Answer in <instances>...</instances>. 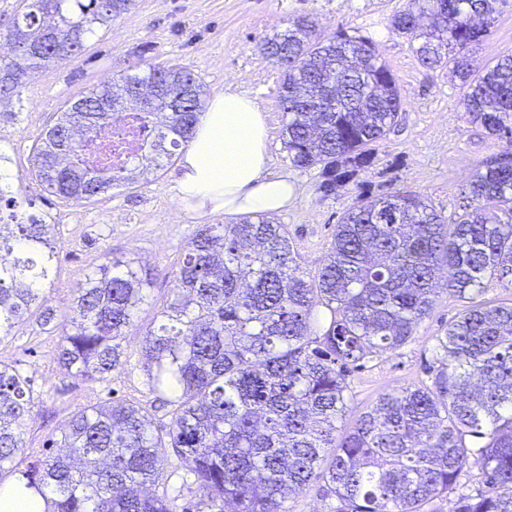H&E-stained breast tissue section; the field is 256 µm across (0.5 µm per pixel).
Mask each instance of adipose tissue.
Returning <instances> with one entry per match:
<instances>
[{"instance_id": "1", "label": "adipose tissue", "mask_w": 512, "mask_h": 512, "mask_svg": "<svg viewBox=\"0 0 512 512\" xmlns=\"http://www.w3.org/2000/svg\"><path fill=\"white\" fill-rule=\"evenodd\" d=\"M269 126L255 97L226 89L212 96L183 151L172 187L179 207L199 218L272 216L292 204L294 180L273 171Z\"/></svg>"}]
</instances>
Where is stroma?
<instances>
[{
	"mask_svg": "<svg viewBox=\"0 0 512 512\" xmlns=\"http://www.w3.org/2000/svg\"><path fill=\"white\" fill-rule=\"evenodd\" d=\"M408 0H135L132 8L100 28L74 58L47 71L23 77L21 94L0 110V154L9 173H23L14 189L31 198L34 213L50 214L61 244L45 305L53 312L44 324L32 312L0 341V361L19 367L32 380L34 404L25 421L22 464L44 458L60 440L70 418L84 407L108 402L143 406L154 425L167 429L170 416L160 408L140 367L141 334L174 295L187 245L201 227L200 219L183 212L170 188L177 173L169 161L148 182L120 183L90 203H66L38 185L32 159L39 136L56 121L65 102L94 85L112 80L142 63L188 68L207 95L235 86L255 96L268 114L269 152L274 170L289 173L297 197L274 221L288 227L301 266L315 275L328 253L336 226L361 195L378 196L408 189L427 198L446 221L462 212L473 174L503 152L504 139L488 135L463 111L464 89L449 69L423 67L410 38L392 33L391 18ZM305 17L316 38L338 32L373 37L388 63L402 97V125L377 143L371 166L358 171L345 188L324 195L319 168L302 171L288 161L278 104L279 69L261 52L262 38ZM512 54V2L496 14L490 33L471 56L484 63ZM135 253L158 277L138 311L124 345L126 363L109 382L78 381L55 361L60 322L78 284L107 256ZM453 293H442L430 316L401 348L382 353L366 367L347 373L348 419H355L385 392L425 381L426 362L436 336L463 310ZM147 494L165 498L172 512L201 501L203 493L175 455Z\"/></svg>",
	"mask_w": 512,
	"mask_h": 512,
	"instance_id": "1",
	"label": "stroma"
}]
</instances>
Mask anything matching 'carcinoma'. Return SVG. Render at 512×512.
I'll use <instances>...</instances> for the list:
<instances>
[{
	"label": "carcinoma",
	"mask_w": 512,
	"mask_h": 512,
	"mask_svg": "<svg viewBox=\"0 0 512 512\" xmlns=\"http://www.w3.org/2000/svg\"><path fill=\"white\" fill-rule=\"evenodd\" d=\"M134 0H28L9 41L57 40L32 59L0 58V101L21 75L77 55L96 30ZM507 0H408L391 19L420 39L427 68L448 67L466 88L464 111L512 146V55L477 64L471 47ZM297 19L261 50L281 70L279 99L290 164L320 167L330 194L371 164L373 145L399 126L400 89L378 49L339 32L323 43ZM205 90L181 66L148 64L81 93L44 131L37 182L61 200L89 202L131 180L87 166L92 137L136 111L152 132L135 162L147 180L188 147ZM463 213L449 224L409 190L359 199L336 225L330 251L308 277L282 224L245 217L204 224L177 274L178 291L141 340L149 391L171 407L168 431L133 403L76 413L56 453L24 469L31 379L0 362V474L19 472L27 489L52 495L51 512H170L137 493L162 477L167 453L205 491L207 512H287L313 481L336 497V512H422L480 470L483 489L454 512H512V303L479 299L484 280L512 278V157L499 154L469 184ZM0 184V341L32 308L56 261V228ZM153 274L131 254H114L87 275L61 324L55 355L70 376L110 380ZM443 291L465 300L436 337L429 382L386 393L349 428L345 375L404 346Z\"/></svg>",
	"instance_id": "1"
}]
</instances>
